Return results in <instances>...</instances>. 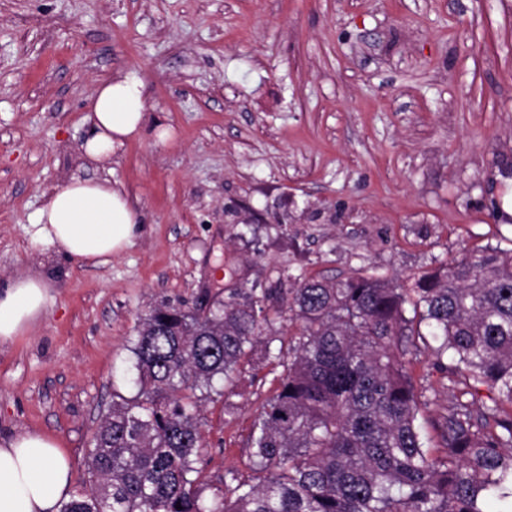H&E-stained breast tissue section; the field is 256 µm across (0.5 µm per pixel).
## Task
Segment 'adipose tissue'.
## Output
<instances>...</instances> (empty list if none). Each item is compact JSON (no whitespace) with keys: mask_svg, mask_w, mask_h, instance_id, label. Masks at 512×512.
<instances>
[{"mask_svg":"<svg viewBox=\"0 0 512 512\" xmlns=\"http://www.w3.org/2000/svg\"><path fill=\"white\" fill-rule=\"evenodd\" d=\"M144 83L138 72L97 84L88 99L86 161L110 162L144 128ZM139 215L111 179L75 178L49 193L34 212V242L58 254L104 265L133 243ZM49 286L38 274L0 285V341L23 334L45 312ZM71 496L70 461L54 439L26 432L0 444V512H55Z\"/></svg>","mask_w":512,"mask_h":512,"instance_id":"1","label":"adipose tissue"}]
</instances>
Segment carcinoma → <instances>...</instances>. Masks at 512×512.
Returning <instances> with one entry per match:
<instances>
[{"instance_id": "1", "label": "carcinoma", "mask_w": 512, "mask_h": 512, "mask_svg": "<svg viewBox=\"0 0 512 512\" xmlns=\"http://www.w3.org/2000/svg\"><path fill=\"white\" fill-rule=\"evenodd\" d=\"M283 280L295 287L226 288L204 311L152 307L134 341L137 394L100 419L91 492L60 512H512V249L473 252L409 291L373 275ZM284 317L294 340L275 353ZM429 336L452 392L441 450L427 446L419 415L433 399L413 375ZM261 342L283 370L253 424L252 473L227 471L205 498L201 403Z\"/></svg>"}]
</instances>
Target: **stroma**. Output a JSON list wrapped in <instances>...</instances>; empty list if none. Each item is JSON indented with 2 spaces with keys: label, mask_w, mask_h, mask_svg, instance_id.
<instances>
[{
  "label": "stroma",
  "mask_w": 512,
  "mask_h": 512,
  "mask_svg": "<svg viewBox=\"0 0 512 512\" xmlns=\"http://www.w3.org/2000/svg\"><path fill=\"white\" fill-rule=\"evenodd\" d=\"M130 70L143 133L84 166L87 99ZM107 175L142 216L129 248L92 266L32 243L45 195ZM488 245L512 247V0H0V283L37 269L50 295L0 342V441L57 439L73 490L101 417L136 394L154 305L267 288L279 268L409 288ZM432 360L428 431L451 402ZM280 372L255 354L202 402L204 497L249 474Z\"/></svg>",
  "instance_id": "obj_1"
}]
</instances>
